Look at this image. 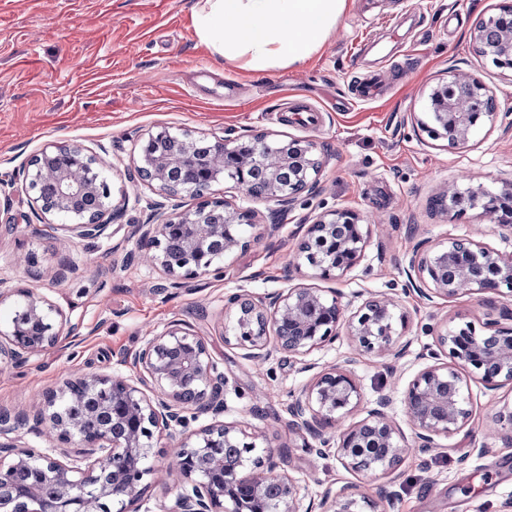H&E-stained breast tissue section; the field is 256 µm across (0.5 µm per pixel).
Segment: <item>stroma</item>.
<instances>
[{
    "mask_svg": "<svg viewBox=\"0 0 512 512\" xmlns=\"http://www.w3.org/2000/svg\"><path fill=\"white\" fill-rule=\"evenodd\" d=\"M199 0H0V327L16 307L15 289L28 288L59 305L77 330L61 345L17 365L0 364V410L27 411L47 389L73 373L135 375L127 358L171 322L192 326L227 379L221 421L257 435L255 456L285 469L306 497L356 489L362 512H512V446L490 439L499 412L512 410V385L490 391L470 379L468 436L440 439L437 448L411 449L389 475L356 473L336 455L312 452V436L288 426L294 393L320 373L353 359L363 404L379 394L401 402L408 383L435 349L432 327L482 325L503 301L491 295L425 300L405 294L404 269L420 240L471 236L504 252L512 240L470 209L437 204L449 183L500 191L512 184V73L480 57L474 27L502 0H349L345 15L306 63L245 71L204 45L193 25ZM380 72V95L353 92ZM480 73L499 115L464 149L415 132L437 82ZM319 108L318 124L290 120L288 104ZM213 137L265 133L306 138L327 153L315 194L293 207L254 199L249 245L219 261L216 271L167 286L162 268L143 263L133 230L144 223L155 193L128 181L126 169L149 133L160 128ZM51 142L96 152L114 197L110 234L65 242V234L31 209L22 171ZM337 208L356 211L372 227L365 257L334 282L303 270L289 281L304 225ZM72 272L54 280L61 259ZM334 287L345 297L384 295L408 316L403 356L357 355L348 338L312 350L302 362L280 355L260 363L226 343V298L271 293L293 283ZM158 441L149 481L130 512H169L180 476ZM394 495L383 498L381 487Z\"/></svg>",
    "mask_w": 512,
    "mask_h": 512,
    "instance_id": "obj_1",
    "label": "stroma"
}]
</instances>
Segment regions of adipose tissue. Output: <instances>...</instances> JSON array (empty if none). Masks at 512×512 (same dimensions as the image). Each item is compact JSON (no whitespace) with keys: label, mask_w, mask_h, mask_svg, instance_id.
I'll use <instances>...</instances> for the list:
<instances>
[{"label":"adipose tissue","mask_w":512,"mask_h":512,"mask_svg":"<svg viewBox=\"0 0 512 512\" xmlns=\"http://www.w3.org/2000/svg\"><path fill=\"white\" fill-rule=\"evenodd\" d=\"M348 0H200L201 41L250 71L305 63L327 39Z\"/></svg>","instance_id":"obj_1"}]
</instances>
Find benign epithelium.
Returning <instances> with one entry per match:
<instances>
[{
  "instance_id": "obj_1",
  "label": "benign epithelium",
  "mask_w": 512,
  "mask_h": 512,
  "mask_svg": "<svg viewBox=\"0 0 512 512\" xmlns=\"http://www.w3.org/2000/svg\"><path fill=\"white\" fill-rule=\"evenodd\" d=\"M476 52L504 70L512 71V2L475 27ZM429 111L415 118L417 130L452 148H465L498 112L493 95L476 73L453 75L428 94ZM168 138L182 141L186 152L205 150V157L190 170L185 184L171 181L172 170L183 157L156 152L153 145ZM322 148L302 138L277 140L268 134L247 138L222 136L212 140L163 128L148 135L134 159L139 180L154 187L162 200L147 203L148 222L135 233L144 243L146 262L161 266L171 277L182 273H209L220 257L247 247L240 227L250 224L254 212L227 199L204 200L181 211L174 199L187 191L202 197L231 172L234 188L251 192V173L260 168L268 177L265 198L285 206L313 189L322 167ZM294 180L284 184L281 170ZM25 191L44 215L63 221L71 236L92 240L109 228L112 213L110 181L99 170V158L77 143H52L35 155L23 171ZM450 201L458 211L480 208L512 236V184L499 193L478 186L466 192L450 183L438 203ZM370 229L350 209H336L309 225L302 240L297 269L313 271L321 280L339 279L364 257ZM178 238L179 252L167 244ZM403 290L426 299L431 295L455 298L463 294L492 293L512 298V251L502 252L471 237L450 238L414 246L404 270ZM8 330L0 329V363L28 361L74 335L61 308L26 288ZM343 294L307 285L285 293H234L227 299L232 328L224 341L247 350L249 358L275 353L300 357L340 338ZM406 315L390 299L368 298L349 321L348 337L361 354L383 352L399 338L397 326ZM439 349L448 361L427 365L408 384L402 400L404 413L415 430V447L427 451L436 439L468 436L472 417L468 378L477 376L489 390L512 384V329L498 321L483 323V332L467 323L454 330L435 332ZM139 370L137 381L121 375H83L67 379L44 395L39 420L60 446L44 450L0 441V512H101L119 503L139 499L143 481L154 475L147 464L155 440L165 431L186 424L190 407H224L227 378L205 342L190 326L175 323L146 340L131 356ZM361 404V388L353 373L335 367L319 375L288 406L289 426L305 430L317 441L315 451L333 448L347 469L365 474H386L400 465L409 448L392 414L393 400L380 395L366 416L351 415ZM339 430L335 437L324 429ZM493 435L512 445V411L499 414ZM257 435L216 421L187 435L172 449V465L184 477L171 512H314L303 503L297 481L276 464L257 458L244 469L246 455ZM18 470L31 482L21 493L11 488ZM356 495L346 490L325 493L321 512H357Z\"/></svg>"
}]
</instances>
